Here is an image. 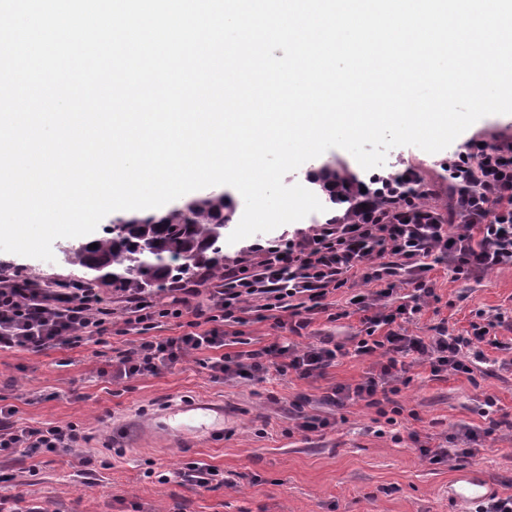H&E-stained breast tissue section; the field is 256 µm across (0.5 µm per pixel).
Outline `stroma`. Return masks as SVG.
<instances>
[{"label":"stroma","mask_w":512,"mask_h":512,"mask_svg":"<svg viewBox=\"0 0 512 512\" xmlns=\"http://www.w3.org/2000/svg\"><path fill=\"white\" fill-rule=\"evenodd\" d=\"M447 151L428 153L414 146L388 151L381 173L414 168L432 194L430 203L446 206L448 183L442 164ZM324 213L282 225L233 244L224 260L247 254L251 245L291 237L323 223ZM71 239L54 242V261L0 253L22 277L79 279L83 268L66 256ZM436 301L407 323L408 334L436 335L469 330L477 311L512 312V266L465 280L440 264L429 274ZM347 289L328 298L310 333L340 341L360 336L359 314L349 312ZM137 334L112 331L105 342L55 347L40 352L0 351V405L13 407L16 425L74 423L88 441L32 458L0 459V512H451L448 481L465 460L432 465L420 443L441 441L459 427H486L501 421L495 439L474 460L498 485L512 493V365L504 352L487 349V360L468 374L433 379L424 364L409 371L399 401L404 413L397 425L375 427L373 409L360 404L342 409V418L324 431L298 430L291 403L309 397L305 410L322 413L317 402L326 388L355 386L373 367L369 357L339 358L325 374L302 379L269 373L260 384L221 381L195 361L176 364L155 376L121 383L99 370L115 352L127 349ZM497 405L485 411L486 396ZM205 402L224 408L223 433L205 438L164 436L142 428L169 400ZM98 452L100 463L80 470L79 457ZM198 461L223 469L227 486L205 490L177 478L159 481ZM154 477H147V470Z\"/></svg>","instance_id":"1"}]
</instances>
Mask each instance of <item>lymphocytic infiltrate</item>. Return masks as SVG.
<instances>
[{"label":"lymphocytic infiltrate","instance_id":"1","mask_svg":"<svg viewBox=\"0 0 512 512\" xmlns=\"http://www.w3.org/2000/svg\"><path fill=\"white\" fill-rule=\"evenodd\" d=\"M448 168L465 174L447 209L416 196L403 206H389L370 190L359 195L352 219L317 224L292 238L253 250L251 259L226 266L208 291L174 282L163 299L142 291L112 297L101 288L64 280L15 285L10 265H0V350L38 351L74 347L106 336L114 324L139 336L137 344L110 362L111 378L120 382L159 374L199 351L211 378L240 377L264 381L269 372L310 377L354 351L376 357L371 372L355 386L337 385L320 401L341 409L361 403L378 418L395 424L404 412L397 396L407 385L409 356L422 359L431 378L471 373L472 362L485 358L491 328L504 323L502 313L478 312L470 334L408 335L404 324L420 314L434 290L426 275L448 265L455 277L512 266V139L488 146L471 142L448 157ZM350 286L349 303L362 312L364 336L353 348L335 337L300 346L276 341L257 350H240L234 326L249 313L273 318L277 327L300 334L323 312L329 294ZM175 323L180 333L161 337L157 328ZM13 408L0 406V457L52 453L85 441L75 424L19 427Z\"/></svg>","mask_w":512,"mask_h":512}]
</instances>
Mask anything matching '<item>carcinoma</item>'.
<instances>
[{
    "label": "carcinoma",
    "instance_id": "cac0c4a2",
    "mask_svg": "<svg viewBox=\"0 0 512 512\" xmlns=\"http://www.w3.org/2000/svg\"><path fill=\"white\" fill-rule=\"evenodd\" d=\"M309 182L332 204L354 203L363 188L340 160L324 163ZM234 216L231 196L224 192L191 199L160 215L118 217L113 223L120 229L96 240L95 248L81 247L75 260L85 269L87 283L147 291L163 288L196 268H224V230Z\"/></svg>",
    "mask_w": 512,
    "mask_h": 512
}]
</instances>
